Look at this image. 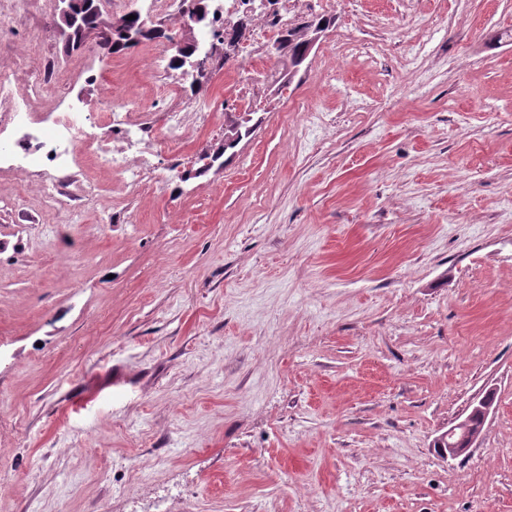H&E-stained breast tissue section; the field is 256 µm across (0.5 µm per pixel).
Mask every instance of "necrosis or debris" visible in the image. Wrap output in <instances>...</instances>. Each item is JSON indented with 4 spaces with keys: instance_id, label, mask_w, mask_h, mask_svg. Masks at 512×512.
Here are the masks:
<instances>
[{
    "instance_id": "obj_1",
    "label": "necrosis or debris",
    "mask_w": 512,
    "mask_h": 512,
    "mask_svg": "<svg viewBox=\"0 0 512 512\" xmlns=\"http://www.w3.org/2000/svg\"><path fill=\"white\" fill-rule=\"evenodd\" d=\"M85 73V67L57 63L29 79L22 95H15L12 85H0V97L11 102L0 112V175L20 182L38 178L54 205L68 200L64 176L88 163L107 170L130 194H143L157 185L147 155L115 152L93 133L104 118L113 134L130 136L136 121L125 97L100 99L91 112L63 111L69 87Z\"/></svg>"
}]
</instances>
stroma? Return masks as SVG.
I'll return each instance as SVG.
<instances>
[{
  "mask_svg": "<svg viewBox=\"0 0 512 512\" xmlns=\"http://www.w3.org/2000/svg\"><path fill=\"white\" fill-rule=\"evenodd\" d=\"M335 2L275 95L267 55L194 85L69 45L57 0L0 15L13 73L87 62L71 100L211 107L154 192L0 179V512H512V0ZM252 112H244L241 117L234 120L231 124L224 128V140L206 148L198 157V163H202L196 169H188L184 171L181 180L187 181L192 178H199L207 174L218 163V168L224 167L234 155V149L241 143L244 138H247L252 132L254 126L257 125L258 120L253 125H248L253 118L250 117ZM230 152L226 159H223L227 152ZM208 161L205 163V161ZM486 395L487 394L471 404L470 412L462 420L452 425L437 438L439 446L437 450L443 459L447 460L448 458L455 459L460 457L469 448L473 447L479 439L483 426L487 417L493 410L494 404V402H491L486 398ZM475 415H478L480 418L481 424L478 427L473 425V418ZM458 435L460 436L459 441L463 442L464 448H458L459 446L451 443V440ZM447 439L448 448H444V442H447Z\"/></svg>",
  "mask_w": 512,
  "mask_h": 512,
  "instance_id": "35a3bbf8",
  "label": "stroma"
}]
</instances>
